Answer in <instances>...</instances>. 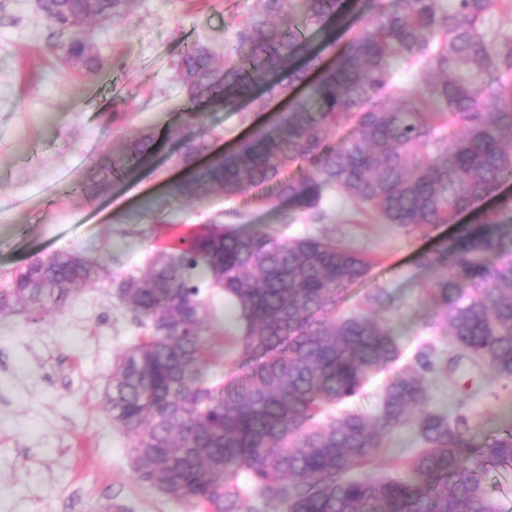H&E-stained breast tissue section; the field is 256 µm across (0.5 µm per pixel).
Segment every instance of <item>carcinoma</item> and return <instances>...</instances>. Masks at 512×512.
<instances>
[{"label": "carcinoma", "instance_id": "obj_1", "mask_svg": "<svg viewBox=\"0 0 512 512\" xmlns=\"http://www.w3.org/2000/svg\"><path fill=\"white\" fill-rule=\"evenodd\" d=\"M128 2L41 0L49 46L96 75L102 58L84 25L120 16ZM257 2L221 63L200 43L179 57L183 121L196 124L200 107L222 111L245 99L262 110L300 84L307 103L278 133L211 158L202 176L192 171L216 135L184 140L174 162L191 176L172 187L175 197L250 192L319 224L324 192L337 190L403 234L428 237L512 179V39L487 23L493 0H455L451 9L442 0H391L328 66L305 31L341 16L346 0ZM398 60L415 69L414 87L394 80ZM157 138L143 128L102 156L113 179L146 164ZM495 222L460 225L419 264L436 274L427 292L451 344L512 381V227ZM370 268L331 238L211 225L155 252L146 272L112 280L142 333L112 364L103 400L130 437L138 478L198 512H502L484 480L490 467L512 465V429L475 446L428 408V376L447 371L432 346L388 382L375 413L336 415L400 354L375 317L384 289L345 310ZM105 272L102 258L34 256L0 283V317L60 310ZM203 281L235 304L243 325L236 371L218 383L209 379ZM408 424L421 448L395 475L371 474L388 436Z\"/></svg>", "mask_w": 512, "mask_h": 512}]
</instances>
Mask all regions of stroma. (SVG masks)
<instances>
[{"label": "stroma", "mask_w": 512, "mask_h": 512, "mask_svg": "<svg viewBox=\"0 0 512 512\" xmlns=\"http://www.w3.org/2000/svg\"><path fill=\"white\" fill-rule=\"evenodd\" d=\"M256 0H129L112 22L88 24L106 64L87 78L47 45V29L32 0H0V279L33 255L75 251L105 258L109 276L85 288L62 310L30 319L0 318V512H194L184 500L140 480L129 437L114 427L102 393L112 364L137 334L111 279L142 274L147 259L179 235L217 224L277 235L311 233L353 246L370 259L368 277L352 298L378 288L390 294L380 309L402 350L374 374L354 402L376 412L385 383L401 373L422 341L433 342L448 375L430 380L433 410L462 417L481 445L512 427V381L493 380L488 368L454 348L443 327H431L426 288L432 271L419 253L452 241L459 224L494 213L495 201L444 224L429 237L406 236L381 223L346 193L325 194L323 223L293 224L280 211L253 206L238 218L218 194L191 202L172 197L182 175L172 157L194 136L180 109L185 94L177 59L196 43L215 57L250 17ZM297 86L270 100L263 112L246 105L204 111L215 151L228 154L255 133H275L304 102ZM158 134L151 161L105 193L89 196L106 179L102 155L119 149L144 127ZM215 318L208 338L222 359L217 374L235 367L230 342L242 332L236 306L213 290Z\"/></svg>", "instance_id": "stroma-1"}]
</instances>
